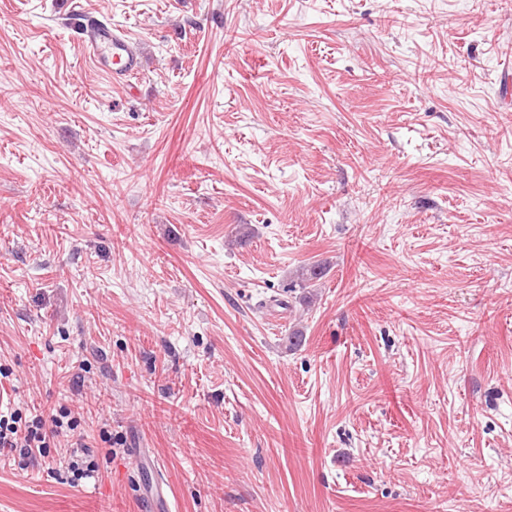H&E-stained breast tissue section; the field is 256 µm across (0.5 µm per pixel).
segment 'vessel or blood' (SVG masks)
I'll return each mask as SVG.
<instances>
[{
	"mask_svg": "<svg viewBox=\"0 0 512 512\" xmlns=\"http://www.w3.org/2000/svg\"><path fill=\"white\" fill-rule=\"evenodd\" d=\"M66 22L80 35L90 61L116 82H126L139 70L140 57L131 37L123 30L76 8L69 12Z\"/></svg>",
	"mask_w": 512,
	"mask_h": 512,
	"instance_id": "b4317fda",
	"label": "vessel or blood"
}]
</instances>
